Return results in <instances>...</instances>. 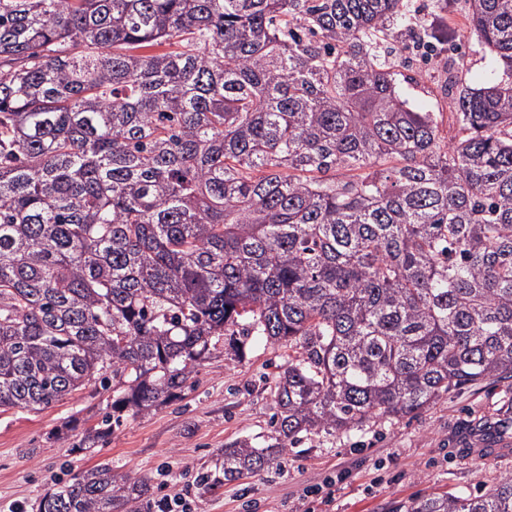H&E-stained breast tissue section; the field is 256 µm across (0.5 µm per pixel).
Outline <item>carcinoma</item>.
I'll use <instances>...</instances> for the list:
<instances>
[{"mask_svg":"<svg viewBox=\"0 0 512 512\" xmlns=\"http://www.w3.org/2000/svg\"><path fill=\"white\" fill-rule=\"evenodd\" d=\"M410 2L0 0L1 413L98 384L105 434L239 336L294 351L291 443L512 377V0H465L503 68L449 74L450 138L389 63ZM273 463L236 441L204 487ZM148 491L99 463L39 512ZM405 512H512V476Z\"/></svg>","mask_w":512,"mask_h":512,"instance_id":"cac0c4a2","label":"carcinoma"}]
</instances>
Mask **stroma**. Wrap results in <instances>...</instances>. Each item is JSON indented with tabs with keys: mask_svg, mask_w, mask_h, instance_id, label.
Returning <instances> with one entry per match:
<instances>
[{
	"mask_svg": "<svg viewBox=\"0 0 512 512\" xmlns=\"http://www.w3.org/2000/svg\"><path fill=\"white\" fill-rule=\"evenodd\" d=\"M427 9L439 45L436 66L400 92L420 110L435 113L442 133H454L448 101L440 92L448 71L461 65L466 83L488 77L489 54L462 37L468 5L449 0L447 10ZM288 363L287 348L249 341L242 356L216 350L201 363L175 401L138 416L76 452L94 427L106 393L87 388L41 411L0 414V512H38L43 495L61 480L107 462L113 473L137 474L150 495L182 494L197 512H397L401 503L428 494H477L512 475V451L483 460L458 441L496 423L512 434V380H486L450 392L421 415L350 434L321 433L278 449L273 468L210 492L198 475L224 458L225 445L275 442L271 388ZM77 418L69 431L65 423Z\"/></svg>",
	"mask_w": 512,
	"mask_h": 512,
	"instance_id": "35a3bbf8",
	"label": "stroma"
}]
</instances>
